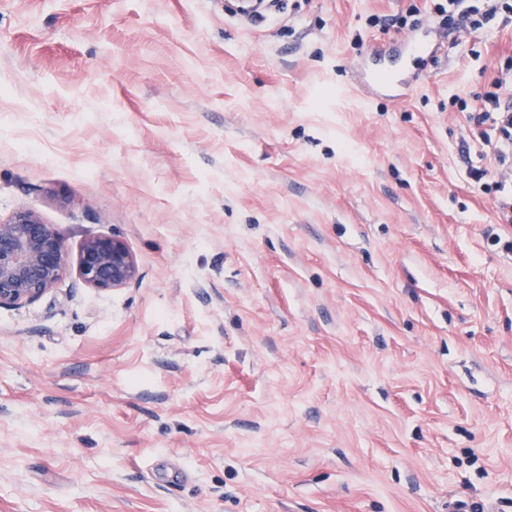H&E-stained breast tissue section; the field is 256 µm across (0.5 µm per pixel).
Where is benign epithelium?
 I'll return each instance as SVG.
<instances>
[{
	"label": "benign epithelium",
	"instance_id": "benign-epithelium-1",
	"mask_svg": "<svg viewBox=\"0 0 512 512\" xmlns=\"http://www.w3.org/2000/svg\"><path fill=\"white\" fill-rule=\"evenodd\" d=\"M66 272L60 236L33 210L0 221V307L33 303L52 290ZM84 285L101 291L124 288L138 276V263L124 241L91 237L77 258Z\"/></svg>",
	"mask_w": 512,
	"mask_h": 512
}]
</instances>
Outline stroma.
<instances>
[{
    "instance_id": "1",
    "label": "stroma",
    "mask_w": 512,
    "mask_h": 512,
    "mask_svg": "<svg viewBox=\"0 0 512 512\" xmlns=\"http://www.w3.org/2000/svg\"><path fill=\"white\" fill-rule=\"evenodd\" d=\"M233 5L0 0V220L67 262L0 308V512H512V223L469 175L512 164L451 101L512 24ZM407 38L394 98L366 72ZM95 236L136 281L79 280ZM77 274L84 285L101 291L124 288L138 276V263L124 241L116 237H91L77 258Z\"/></svg>"
}]
</instances>
